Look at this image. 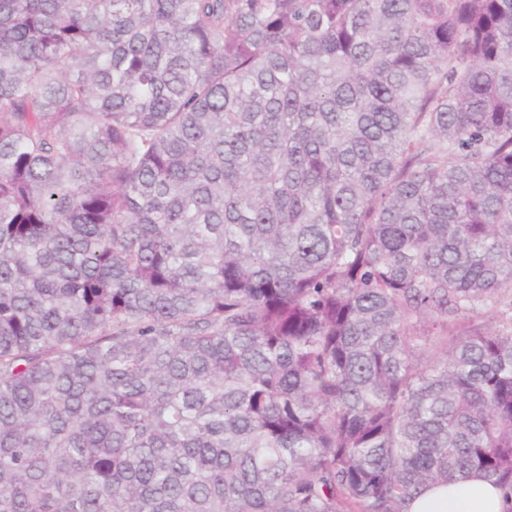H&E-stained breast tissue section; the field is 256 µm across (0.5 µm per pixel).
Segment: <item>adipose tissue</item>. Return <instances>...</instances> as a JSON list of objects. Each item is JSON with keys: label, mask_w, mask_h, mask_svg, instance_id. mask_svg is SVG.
<instances>
[{"label": "adipose tissue", "mask_w": 512, "mask_h": 512, "mask_svg": "<svg viewBox=\"0 0 512 512\" xmlns=\"http://www.w3.org/2000/svg\"><path fill=\"white\" fill-rule=\"evenodd\" d=\"M404 512H512V497L476 475L429 488Z\"/></svg>", "instance_id": "1"}]
</instances>
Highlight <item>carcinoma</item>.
<instances>
[{"mask_svg":"<svg viewBox=\"0 0 512 512\" xmlns=\"http://www.w3.org/2000/svg\"><path fill=\"white\" fill-rule=\"evenodd\" d=\"M473 472L512 492V0H0V512Z\"/></svg>","mask_w":512,"mask_h":512,"instance_id":"carcinoma-1","label":"carcinoma"}]
</instances>
